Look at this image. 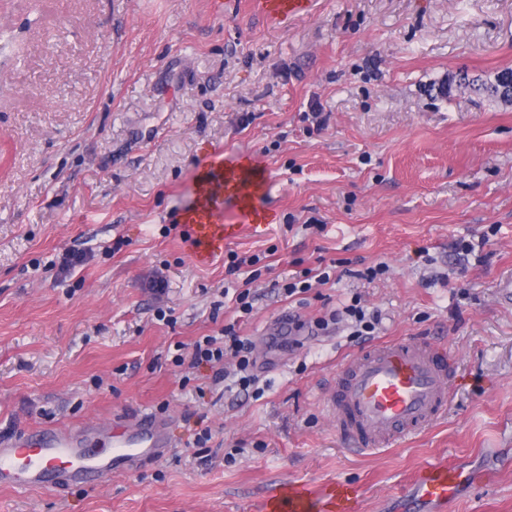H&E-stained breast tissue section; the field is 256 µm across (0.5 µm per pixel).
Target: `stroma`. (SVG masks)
I'll list each match as a JSON object with an SVG mask.
<instances>
[{
    "label": "stroma",
    "instance_id": "obj_1",
    "mask_svg": "<svg viewBox=\"0 0 512 512\" xmlns=\"http://www.w3.org/2000/svg\"><path fill=\"white\" fill-rule=\"evenodd\" d=\"M261 2L0 0V440L161 410L173 441L104 484L0 486V512H267L288 488L323 502L339 483L354 512H409L429 465L475 482L418 512H512V297L498 287L512 277V101L469 85L512 67V0H314L286 20ZM216 155L261 170L265 225L226 194L233 232L203 254L184 216ZM313 216L323 231L305 230ZM72 249L87 260L60 273ZM229 250L266 256L240 328L258 400L168 351L233 321ZM336 260L349 275L305 303L272 289ZM379 263L374 282L352 275ZM355 295L381 312L378 340L457 357L446 416L362 455L322 398L363 341L341 323L268 345L281 317L309 323Z\"/></svg>",
    "mask_w": 512,
    "mask_h": 512
}]
</instances>
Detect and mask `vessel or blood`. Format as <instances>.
Listing matches in <instances>:
<instances>
[{
    "label": "vessel or blood",
    "instance_id": "b4317fda",
    "mask_svg": "<svg viewBox=\"0 0 512 512\" xmlns=\"http://www.w3.org/2000/svg\"><path fill=\"white\" fill-rule=\"evenodd\" d=\"M204 193L185 221L198 242L216 250L225 231L217 219L224 209V168L210 162L201 168ZM456 358L445 347L424 339H398L370 344L342 361L324 396L340 437L358 451L392 445L431 427L447 409L455 379ZM112 452L92 458L87 434L69 428L24 430L0 447V484L21 492L58 488L62 484H101L141 460L169 455L168 423L149 411L133 422L108 426ZM471 473L454 467L422 475L416 482L421 497L431 502L455 500ZM278 512H316L305 493L289 490Z\"/></svg>",
    "mask_w": 512,
    "mask_h": 512
}]
</instances>
